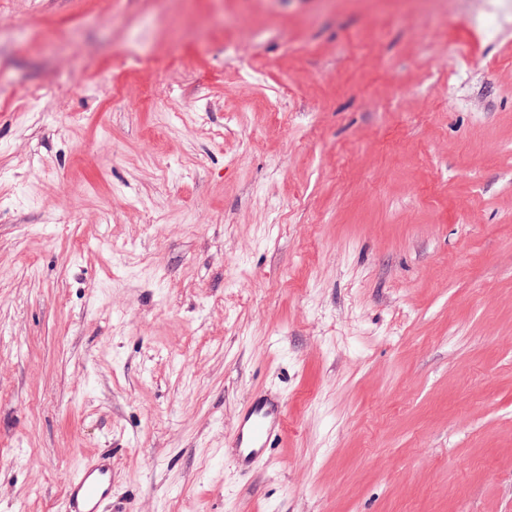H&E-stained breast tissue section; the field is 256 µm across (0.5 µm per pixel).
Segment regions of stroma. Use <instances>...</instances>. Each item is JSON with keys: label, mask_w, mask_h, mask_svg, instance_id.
<instances>
[{"label": "stroma", "mask_w": 512, "mask_h": 512, "mask_svg": "<svg viewBox=\"0 0 512 512\" xmlns=\"http://www.w3.org/2000/svg\"><path fill=\"white\" fill-rule=\"evenodd\" d=\"M107 449L103 512H512V0H0V512ZM286 424L284 402L275 395L258 394L239 419L232 446L240 456L242 448L249 452L244 459H256L268 448L274 435Z\"/></svg>", "instance_id": "stroma-1"}]
</instances>
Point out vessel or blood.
I'll list each match as a JSON object with an SVG mask.
<instances>
[{
	"instance_id": "vessel-or-blood-1",
	"label": "vessel or blood",
	"mask_w": 512,
	"mask_h": 512,
	"mask_svg": "<svg viewBox=\"0 0 512 512\" xmlns=\"http://www.w3.org/2000/svg\"><path fill=\"white\" fill-rule=\"evenodd\" d=\"M286 424L283 401L275 395H257L241 416L232 445L247 449L248 459L260 456L274 435ZM112 493V459L96 455L84 460L69 479L65 491L66 512H100L102 502Z\"/></svg>"
}]
</instances>
